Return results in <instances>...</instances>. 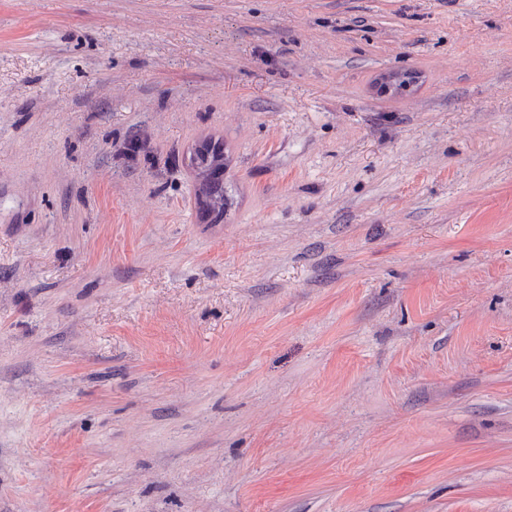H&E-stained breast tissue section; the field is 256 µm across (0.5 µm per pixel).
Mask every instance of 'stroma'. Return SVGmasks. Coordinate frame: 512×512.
I'll return each instance as SVG.
<instances>
[{
    "label": "stroma",
    "mask_w": 512,
    "mask_h": 512,
    "mask_svg": "<svg viewBox=\"0 0 512 512\" xmlns=\"http://www.w3.org/2000/svg\"><path fill=\"white\" fill-rule=\"evenodd\" d=\"M0 512H512V0H0ZM191 164L198 171L197 200L200 207L209 215H214L215 219L222 218L228 198L224 191V179L216 178L214 173L221 167L224 168V155L207 151L196 154L191 159Z\"/></svg>",
    "instance_id": "1"
}]
</instances>
